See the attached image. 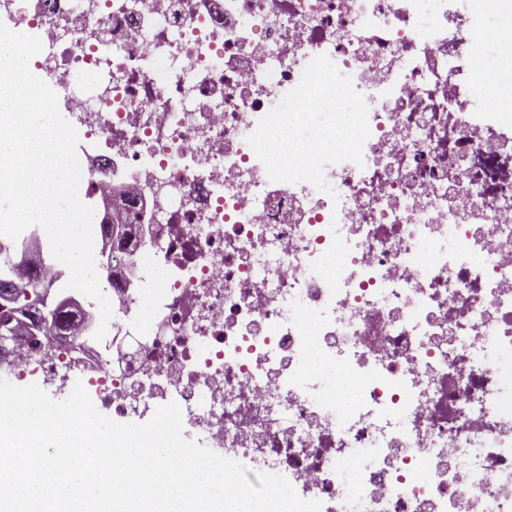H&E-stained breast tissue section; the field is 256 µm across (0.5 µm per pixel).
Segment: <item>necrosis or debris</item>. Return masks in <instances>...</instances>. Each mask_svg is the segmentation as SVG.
<instances>
[{
  "mask_svg": "<svg viewBox=\"0 0 512 512\" xmlns=\"http://www.w3.org/2000/svg\"><path fill=\"white\" fill-rule=\"evenodd\" d=\"M26 2L13 31L42 40L79 137L105 138L81 197L118 195L159 245L139 287L100 278L110 327L143 336L119 375L109 341L74 363L40 334L0 365L60 394L83 373L119 417L176 402L322 512H512V113L471 51L501 0ZM321 54L369 106L330 195L271 181L248 142ZM336 233L334 294L311 265Z\"/></svg>",
  "mask_w": 512,
  "mask_h": 512,
  "instance_id": "obj_1",
  "label": "necrosis or debris"
}]
</instances>
